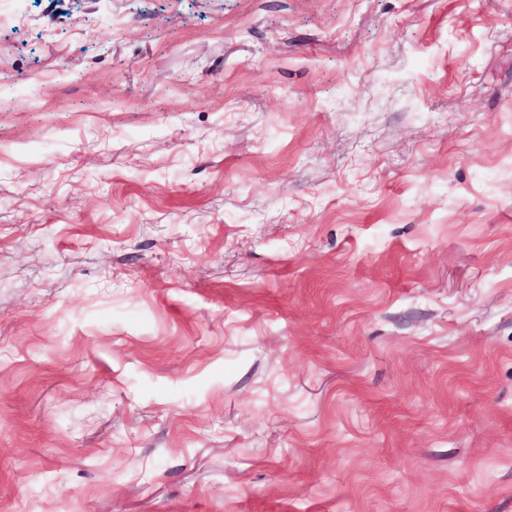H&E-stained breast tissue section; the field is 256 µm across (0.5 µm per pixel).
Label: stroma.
<instances>
[{
	"mask_svg": "<svg viewBox=\"0 0 512 512\" xmlns=\"http://www.w3.org/2000/svg\"><path fill=\"white\" fill-rule=\"evenodd\" d=\"M12 9L0 512H512V0Z\"/></svg>",
	"mask_w": 512,
	"mask_h": 512,
	"instance_id": "35a3bbf8",
	"label": "stroma"
}]
</instances>
